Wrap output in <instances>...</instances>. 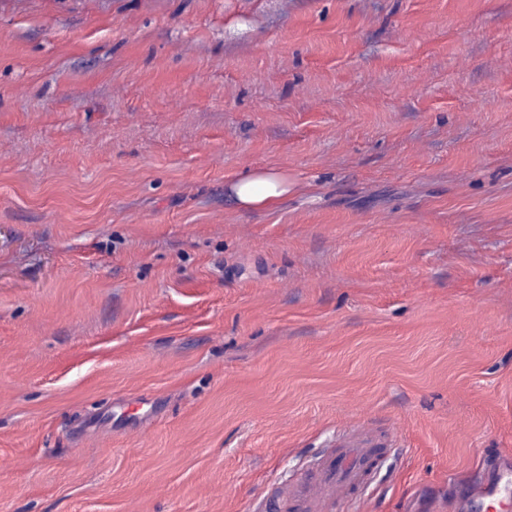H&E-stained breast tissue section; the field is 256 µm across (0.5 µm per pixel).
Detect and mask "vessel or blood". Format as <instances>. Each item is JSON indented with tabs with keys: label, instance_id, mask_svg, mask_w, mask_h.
I'll return each mask as SVG.
<instances>
[{
	"label": "vessel or blood",
	"instance_id": "obj_1",
	"mask_svg": "<svg viewBox=\"0 0 512 512\" xmlns=\"http://www.w3.org/2000/svg\"><path fill=\"white\" fill-rule=\"evenodd\" d=\"M375 442L365 426L343 435L338 448L325 449L310 471L272 488L269 512H334L337 502L358 498L373 480ZM504 479L501 473L488 478L475 496L505 506Z\"/></svg>",
	"mask_w": 512,
	"mask_h": 512
}]
</instances>
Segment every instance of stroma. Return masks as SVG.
Wrapping results in <instances>:
<instances>
[{
  "instance_id": "obj_1",
  "label": "stroma",
  "mask_w": 512,
  "mask_h": 512,
  "mask_svg": "<svg viewBox=\"0 0 512 512\" xmlns=\"http://www.w3.org/2000/svg\"><path fill=\"white\" fill-rule=\"evenodd\" d=\"M365 422L362 512L512 464V0H0V512H252ZM237 201L244 206L270 205L288 192V183L271 174H255L241 179L234 188Z\"/></svg>"
}]
</instances>
